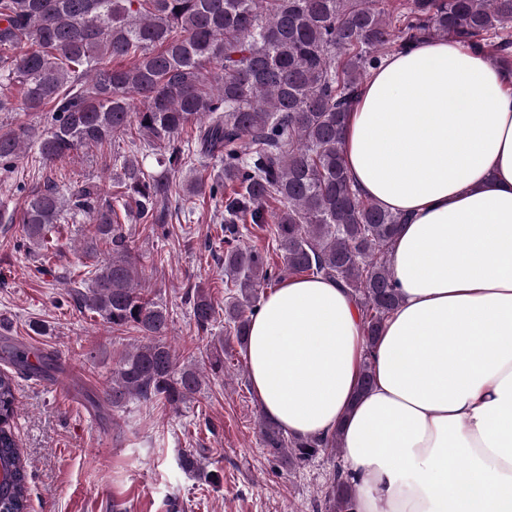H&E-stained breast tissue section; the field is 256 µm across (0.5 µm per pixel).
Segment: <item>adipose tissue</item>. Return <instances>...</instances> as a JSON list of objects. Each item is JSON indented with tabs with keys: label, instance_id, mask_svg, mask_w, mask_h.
I'll list each match as a JSON object with an SVG mask.
<instances>
[{
	"label": "adipose tissue",
	"instance_id": "adipose-tissue-1",
	"mask_svg": "<svg viewBox=\"0 0 512 512\" xmlns=\"http://www.w3.org/2000/svg\"><path fill=\"white\" fill-rule=\"evenodd\" d=\"M343 157L364 197L409 218L400 300L370 348L349 289L282 282L246 349L262 414L340 432L355 512H512V73L452 39L393 53L346 116Z\"/></svg>",
	"mask_w": 512,
	"mask_h": 512
}]
</instances>
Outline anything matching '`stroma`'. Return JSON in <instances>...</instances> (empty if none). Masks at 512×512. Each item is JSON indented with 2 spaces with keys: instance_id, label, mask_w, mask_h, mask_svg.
Returning <instances> with one entry per match:
<instances>
[{
  "instance_id": "obj_1",
  "label": "stroma",
  "mask_w": 512,
  "mask_h": 512,
  "mask_svg": "<svg viewBox=\"0 0 512 512\" xmlns=\"http://www.w3.org/2000/svg\"><path fill=\"white\" fill-rule=\"evenodd\" d=\"M124 142L74 152L66 163L39 166L26 152L12 176L0 175V206L21 212L18 183L49 178L91 179L111 191L113 153ZM183 218L165 230L122 217L134 250L143 259L142 278L156 288L171 316L170 339L182 363L196 362L197 336L182 297L188 283L209 288L216 305L229 291L224 267L220 205L210 197L177 200ZM63 253L47 260L27 253L15 224L0 223V324L10 339L22 338L54 351L82 379L73 400L59 397L38 380L16 375L19 445L29 462V512H316L332 471L320 456L291 470L272 461L260 444L259 403L250 386L245 352L227 347L222 374H206L196 399L180 412L144 402L120 412L102 402L111 361L137 342V332L117 334L99 317L81 314L69 297L77 267L73 251L83 222L62 225ZM41 332H34L33 324ZM106 361L91 364L89 350ZM200 453L210 484L182 470L181 455Z\"/></svg>"
}]
</instances>
